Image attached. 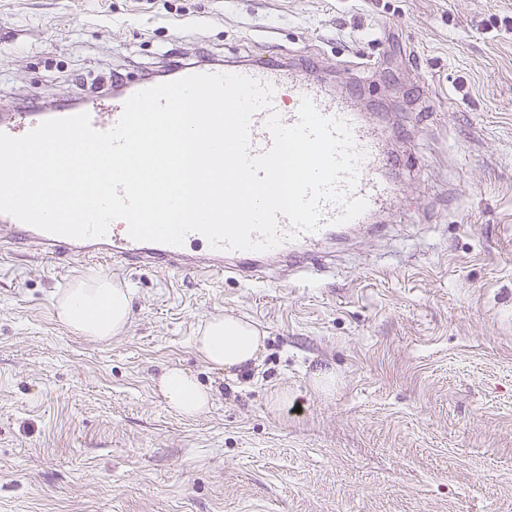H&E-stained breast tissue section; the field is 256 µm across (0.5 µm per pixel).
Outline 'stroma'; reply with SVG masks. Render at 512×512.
Returning <instances> with one entry per match:
<instances>
[{
    "instance_id": "1",
    "label": "stroma",
    "mask_w": 512,
    "mask_h": 512,
    "mask_svg": "<svg viewBox=\"0 0 512 512\" xmlns=\"http://www.w3.org/2000/svg\"><path fill=\"white\" fill-rule=\"evenodd\" d=\"M198 52L315 60L399 196L298 279L100 267L131 293L108 342L56 318L80 260L0 259V512H512V0H0V107ZM216 314L258 366L195 351ZM167 367L211 407L169 410ZM195 336L198 353L230 376L255 364L263 350V332L241 317L218 316L206 321Z\"/></svg>"
}]
</instances>
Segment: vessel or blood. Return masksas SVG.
Here are the masks:
<instances>
[{
	"label": "vessel or blood",
	"instance_id": "obj_1",
	"mask_svg": "<svg viewBox=\"0 0 512 512\" xmlns=\"http://www.w3.org/2000/svg\"><path fill=\"white\" fill-rule=\"evenodd\" d=\"M307 65V60L292 55L274 63L260 56L236 64L197 61L171 66L168 77L176 80L197 73H230L271 85L274 92L269 107L257 111L251 119L249 152L253 155L266 152L273 143L266 128L269 115L278 114L284 124H295L303 98H310L321 115L347 121L354 144L362 153L352 195L365 200L367 207L357 221L368 223L375 211L398 194L396 184L388 176L391 157L381 144V132L366 123L352 99L298 78V71ZM130 95L131 91L127 89L114 92L109 98L85 93L52 109L28 104L12 112H1L0 132L20 137L46 120L80 113L89 114L95 129L107 131L118 123ZM341 211L337 203H323L319 230L298 235L293 234L286 217H279L278 232L282 241L266 251L217 250L210 246L205 236L197 232L187 234L178 246L142 242L130 237L128 226L124 223L110 224L106 235L100 238L74 239L42 231L10 215L0 214V252L33 253L54 262L78 258L90 267L109 262L126 268L157 272H193L219 278L229 275L258 283L267 277L264 262L270 258L280 259L289 273L299 274L317 268L318 248L342 230L336 222Z\"/></svg>",
	"mask_w": 512,
	"mask_h": 512
}]
</instances>
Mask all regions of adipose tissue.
Segmentation results:
<instances>
[{
	"instance_id": "adipose-tissue-1",
	"label": "adipose tissue",
	"mask_w": 512,
	"mask_h": 512,
	"mask_svg": "<svg viewBox=\"0 0 512 512\" xmlns=\"http://www.w3.org/2000/svg\"><path fill=\"white\" fill-rule=\"evenodd\" d=\"M131 299L126 289L99 276L76 281L57 300L56 317L76 335L101 342L124 331ZM264 336L257 326L240 317L218 316L206 321L195 338L198 353L231 376L256 363ZM157 390L168 409L195 417L211 404L209 391L184 370L171 368L158 381Z\"/></svg>"
}]
</instances>
